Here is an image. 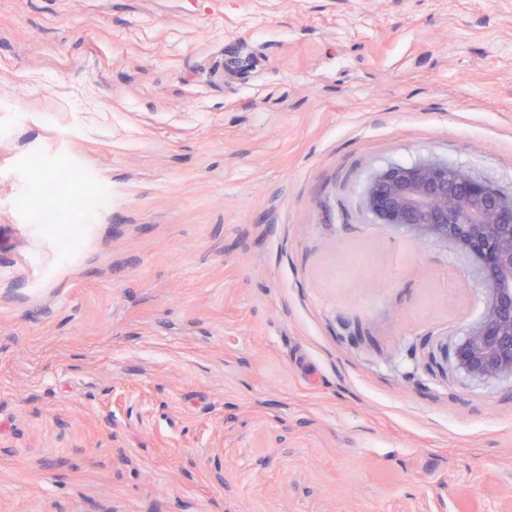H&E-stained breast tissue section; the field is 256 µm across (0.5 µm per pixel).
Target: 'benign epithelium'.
I'll return each instance as SVG.
<instances>
[{
    "instance_id": "7a95c632",
    "label": "benign epithelium",
    "mask_w": 512,
    "mask_h": 512,
    "mask_svg": "<svg viewBox=\"0 0 512 512\" xmlns=\"http://www.w3.org/2000/svg\"><path fill=\"white\" fill-rule=\"evenodd\" d=\"M364 196L380 223L404 228L416 241L450 242L472 258L484 305L455 350L456 364L475 380L511 379L512 197L433 159L376 172Z\"/></svg>"
}]
</instances>
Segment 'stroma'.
I'll return each instance as SVG.
<instances>
[{"instance_id":"obj_1","label":"stroma","mask_w":512,"mask_h":512,"mask_svg":"<svg viewBox=\"0 0 512 512\" xmlns=\"http://www.w3.org/2000/svg\"><path fill=\"white\" fill-rule=\"evenodd\" d=\"M424 158L512 195V0H0V512H512Z\"/></svg>"}]
</instances>
